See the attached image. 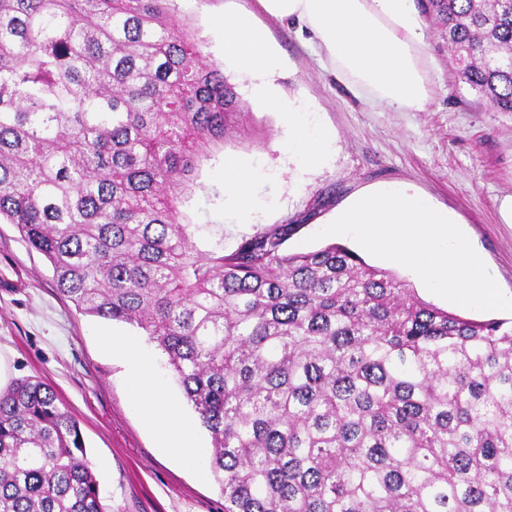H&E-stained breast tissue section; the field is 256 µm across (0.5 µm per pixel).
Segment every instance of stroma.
I'll return each instance as SVG.
<instances>
[{
    "label": "stroma",
    "instance_id": "obj_1",
    "mask_svg": "<svg viewBox=\"0 0 512 512\" xmlns=\"http://www.w3.org/2000/svg\"><path fill=\"white\" fill-rule=\"evenodd\" d=\"M254 13L284 61L277 82L304 99L318 125L331 132L329 164L303 171L281 149L288 119L249 100L240 136L225 144L199 174V189L183 207L207 234H223L225 250L290 218L306 225L287 242L304 252L306 239L353 197L381 187L409 185L452 212L500 289L512 293V223L501 203L512 197V112H497L454 75L438 25L425 20L431 102L424 112H376L352 100L319 66L295 27L261 14L257 0H174L190 18L206 55L224 62L226 3ZM249 167L254 200L250 219L224 205V165ZM112 332L153 352L156 378L180 398L199 449L210 446L191 404L146 336L129 325L79 313L51 280L46 259L17 228L0 223V363L7 380L32 377L50 384L78 419L106 512H224L212 473L197 475L168 456L132 401L130 366L106 354L99 335Z\"/></svg>",
    "mask_w": 512,
    "mask_h": 512
}]
</instances>
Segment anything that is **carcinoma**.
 I'll use <instances>...</instances> for the list:
<instances>
[{"label": "carcinoma", "instance_id": "carcinoma-1", "mask_svg": "<svg viewBox=\"0 0 512 512\" xmlns=\"http://www.w3.org/2000/svg\"><path fill=\"white\" fill-rule=\"evenodd\" d=\"M512 112V0H417ZM247 113L170 0H0V223L77 311L141 330L211 438L224 512H512V321L419 298L304 220L224 251L182 205ZM0 512H106L79 422L0 390Z\"/></svg>", "mask_w": 512, "mask_h": 512}]
</instances>
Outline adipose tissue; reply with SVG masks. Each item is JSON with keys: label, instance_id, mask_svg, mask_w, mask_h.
Segmentation results:
<instances>
[{"label": "adipose tissue", "instance_id": "1", "mask_svg": "<svg viewBox=\"0 0 512 512\" xmlns=\"http://www.w3.org/2000/svg\"><path fill=\"white\" fill-rule=\"evenodd\" d=\"M261 10L278 21L294 22L307 34L322 67L354 99L371 108L392 112H423L430 103V58L421 12L416 0H257ZM224 50L235 66L252 75L253 90L273 112L296 113L294 99L281 96L268 78L282 60L267 33L245 12L228 7L219 20ZM332 140L325 132L309 131L294 122L288 150L308 166L325 162ZM105 348L127 358L147 423L164 448L185 466L201 472L205 465L190 428L182 421L177 402L151 386L153 362L123 338L104 335Z\"/></svg>", "mask_w": 512, "mask_h": 512}]
</instances>
